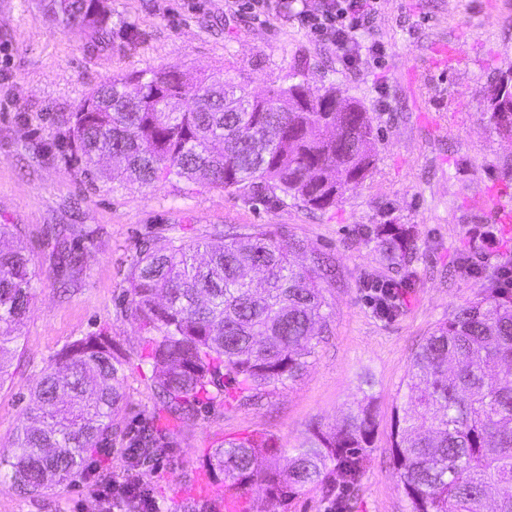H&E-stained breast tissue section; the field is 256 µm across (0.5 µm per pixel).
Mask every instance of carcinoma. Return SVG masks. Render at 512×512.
I'll return each mask as SVG.
<instances>
[{"label":"carcinoma","mask_w":512,"mask_h":512,"mask_svg":"<svg viewBox=\"0 0 512 512\" xmlns=\"http://www.w3.org/2000/svg\"><path fill=\"white\" fill-rule=\"evenodd\" d=\"M50 9L63 29L94 34L93 48L112 34L105 13L88 18L87 0H50ZM302 88L256 98L224 75L164 68L113 77L70 113L67 147L88 167L109 157L113 167L100 177L112 184L202 180L259 201L325 209L366 177L376 134L365 108L333 87L317 104L294 107ZM4 236L0 224V384L33 290L28 258ZM376 239L394 263L411 261L405 232L381 224ZM327 272L307 242L264 224H226L212 239L141 252L125 294L168 414L190 418L222 378L247 400L298 378L330 324ZM59 361L42 371L7 463L27 496L67 482L101 443L123 434L116 418L126 396L114 382L125 361L110 341L79 338ZM404 384L393 457L409 512H484L489 498L493 512H512V288L488 287L438 324ZM370 403L362 391L343 425L317 429L295 448L267 436L230 441L213 449L209 468L239 488L261 480L272 495L306 486L332 495L334 473L355 489L375 429ZM170 437L153 424L143 429L134 464L169 447ZM286 453L283 471L255 468L262 455Z\"/></svg>","instance_id":"cac0c4a2"}]
</instances>
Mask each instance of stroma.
I'll return each mask as SVG.
<instances>
[{
	"mask_svg": "<svg viewBox=\"0 0 512 512\" xmlns=\"http://www.w3.org/2000/svg\"><path fill=\"white\" fill-rule=\"evenodd\" d=\"M317 2L281 0L280 13L260 23L225 10L224 0H103L111 43L91 52L87 31L62 30L45 0H0V224L18 226L35 273L25 335L0 385L1 461L13 456L15 430L42 370L73 340L101 334L126 362L118 383L126 395L124 427L152 421L173 435L163 457L138 470L160 512H181L171 486L205 469L213 448L256 433L297 446L313 427L341 423L365 389L375 430L360 488L346 496L344 512H407L392 443L410 359L489 275L512 266V224L496 223L483 204L492 187L512 200V139L486 112L495 77L512 67V0H380L379 29L361 35L351 67L299 25L296 12ZM130 31L137 35L132 43ZM376 40L379 55L368 50ZM440 41L457 44L455 68L434 65ZM161 67L196 77L226 71L259 94L288 85L295 73L315 93L335 86L373 119L371 174L323 210L292 200L252 202L199 181L115 188L90 179L66 152L65 117L106 79ZM52 224L65 227L77 266L59 268L46 235ZM228 224H268L330 256V332L303 375L260 402L240 400L227 380L193 418L169 422L158 410L143 335L124 300L126 280L140 251L173 238L207 239ZM380 224L409 227L411 262L393 264L377 248L373 230ZM463 255L482 276L453 275ZM382 282L400 285L388 315L371 299L372 286ZM93 481L85 467L69 483L29 497L2 476L0 512H88ZM239 501L240 512L334 506L314 486L284 500L260 483L244 488Z\"/></svg>",
	"mask_w": 512,
	"mask_h": 512,
	"instance_id": "obj_1",
	"label": "stroma"
}]
</instances>
